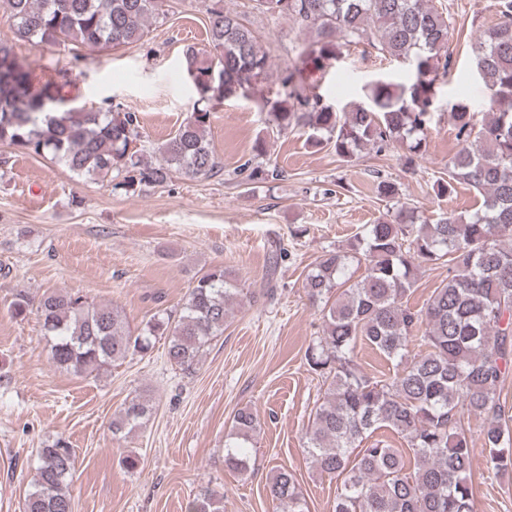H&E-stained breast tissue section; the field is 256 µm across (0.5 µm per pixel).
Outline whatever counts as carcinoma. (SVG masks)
I'll return each mask as SVG.
<instances>
[{
  "instance_id": "carcinoma-1",
  "label": "carcinoma",
  "mask_w": 512,
  "mask_h": 512,
  "mask_svg": "<svg viewBox=\"0 0 512 512\" xmlns=\"http://www.w3.org/2000/svg\"><path fill=\"white\" fill-rule=\"evenodd\" d=\"M167 0H4L15 37L31 46L59 47L79 63L85 50H115L144 39L165 17ZM210 50L190 46L187 69L204 75L216 67L228 82L256 83L271 68L270 54L246 14L209 0ZM498 22L472 47L476 71L488 92L489 112L478 120L467 103L450 108L458 149L448 155V178L433 184L438 197L464 186L482 198L475 212L443 216L429 224L415 206L402 205L366 225L345 247L317 257L304 288L323 315L321 335L305 361L322 382L303 433L304 450L317 472L339 481L333 512H475L472 448L464 412L482 419L488 463L512 472V428L500 388L512 371V0H495ZM250 8L286 16L308 33L302 65L285 68L283 92L261 100L276 133L307 134V144L327 145L349 162L371 146L403 150L410 165L426 150L437 114L435 84L452 66L448 13L435 0H250ZM366 46L403 57L411 83L378 82L366 105L338 111L308 81L305 69L323 72L342 49ZM59 79L35 87L13 46L0 44V143L57 162L73 173L106 181L114 190L142 195L173 174L198 177L218 162L209 141L212 112L224 95L209 94L156 149L159 160L131 148L140 138L136 112L112 104L96 111L57 108L68 85ZM286 249L267 257L273 279ZM426 264L448 267V276L419 308L408 304ZM255 293L221 267L196 276L181 307L154 314L131 330L122 310L97 305L78 292L43 294L37 307L51 360L76 376L103 374L116 361L145 355L165 337L169 364L193 375L231 316ZM395 363L385 378L355 361L358 344ZM418 350H412L413 346ZM151 400L133 398L112 419V436L127 437L154 413ZM258 421L251 406L238 408L224 440V467L252 470L249 448ZM381 429L396 434L407 454L374 440ZM36 479L25 512H74L70 482L75 453L56 438L37 450ZM279 512H308L295 471L280 467L266 484ZM188 512H224V496L206 490Z\"/></svg>"
}]
</instances>
